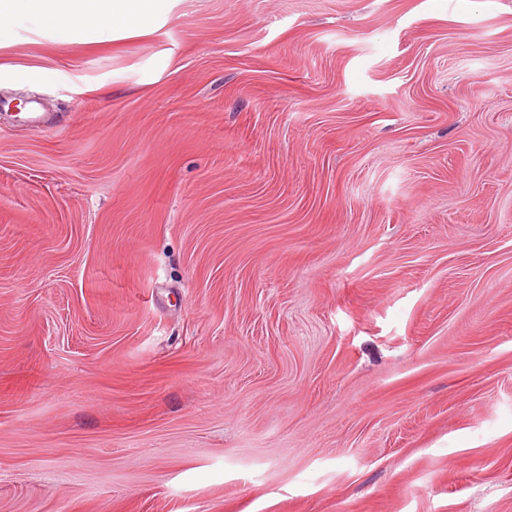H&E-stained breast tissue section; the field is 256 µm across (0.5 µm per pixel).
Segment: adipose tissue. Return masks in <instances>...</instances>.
<instances>
[{
  "instance_id": "obj_1",
  "label": "adipose tissue",
  "mask_w": 512,
  "mask_h": 512,
  "mask_svg": "<svg viewBox=\"0 0 512 512\" xmlns=\"http://www.w3.org/2000/svg\"><path fill=\"white\" fill-rule=\"evenodd\" d=\"M157 7L158 0H0V41L9 38L12 22L19 19L120 38L145 25Z\"/></svg>"
}]
</instances>
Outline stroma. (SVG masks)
Segmentation results:
<instances>
[{"mask_svg":"<svg viewBox=\"0 0 512 512\" xmlns=\"http://www.w3.org/2000/svg\"><path fill=\"white\" fill-rule=\"evenodd\" d=\"M0 512H512V0L17 21Z\"/></svg>","mask_w":512,"mask_h":512,"instance_id":"stroma-1","label":"stroma"}]
</instances>
